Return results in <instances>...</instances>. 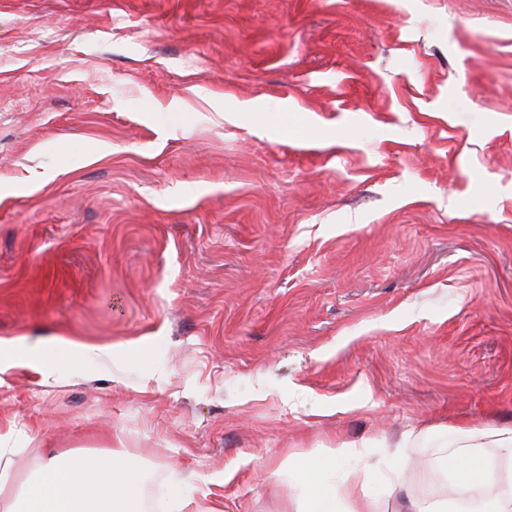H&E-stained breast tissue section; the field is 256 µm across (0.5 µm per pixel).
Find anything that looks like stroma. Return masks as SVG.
<instances>
[{"mask_svg":"<svg viewBox=\"0 0 512 512\" xmlns=\"http://www.w3.org/2000/svg\"><path fill=\"white\" fill-rule=\"evenodd\" d=\"M0 339L16 493L286 512L512 426V0H0ZM142 481L139 461L120 450L69 451L45 460L37 482L2 511H140ZM342 453L345 449L339 448ZM336 457L307 458L297 465L301 493L293 501L291 512H379L371 494V484L382 475L391 491L396 494L400 512H442L448 509V498L426 507V494L421 488L412 489L405 480L409 460L395 455L394 460L382 468L379 464L363 463L349 472H338ZM318 473V477L314 475ZM345 503L349 510H340Z\"/></svg>","mask_w":512,"mask_h":512,"instance_id":"stroma-1","label":"stroma"}]
</instances>
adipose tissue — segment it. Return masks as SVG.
I'll list each match as a JSON object with an SVG mask.
<instances>
[{
	"mask_svg": "<svg viewBox=\"0 0 512 512\" xmlns=\"http://www.w3.org/2000/svg\"><path fill=\"white\" fill-rule=\"evenodd\" d=\"M488 438L497 458L482 451ZM501 457L512 459V427L467 430L465 445L444 453L436 463L465 473V484L455 483L450 489L458 498L464 487L494 485ZM409 466V461L397 457L385 466L366 462L341 472L335 458L305 459L297 466L301 492L292 512H377L371 484L379 475L396 494L400 512H446L447 502L427 503L422 489L411 488L405 479ZM142 481L139 461L120 450L69 451L45 460L37 482L12 500L6 512H138Z\"/></svg>",
	"mask_w": 512,
	"mask_h": 512,
	"instance_id": "adipose-tissue-1",
	"label": "adipose tissue"
}]
</instances>
